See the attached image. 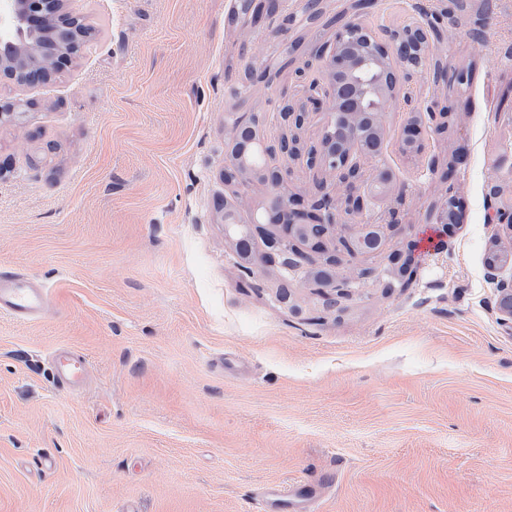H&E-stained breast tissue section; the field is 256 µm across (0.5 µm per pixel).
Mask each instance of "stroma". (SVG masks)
Wrapping results in <instances>:
<instances>
[{
    "label": "stroma",
    "instance_id": "35a3bbf8",
    "mask_svg": "<svg viewBox=\"0 0 512 512\" xmlns=\"http://www.w3.org/2000/svg\"><path fill=\"white\" fill-rule=\"evenodd\" d=\"M234 0H76L97 28L56 82L0 83L36 103L0 124V267L48 291L40 318L0 314V512H256L283 484L314 512H512V328L493 307L486 257L495 163L512 147V0H475L387 118L395 188L372 210L401 219L390 249L418 243L416 276L366 281L332 310L277 269L249 276L224 243V120L259 113L288 133L304 90L285 42L313 52L333 28L294 16L254 32ZM448 0H377L378 37ZM237 68L227 71V60ZM471 73L456 88L436 64ZM264 79L245 83L249 68ZM447 102L424 157L401 153L412 109ZM463 151V224L425 213L428 170ZM88 359L78 390L51 360Z\"/></svg>",
    "mask_w": 512,
    "mask_h": 512
}]
</instances>
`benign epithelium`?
Returning a JSON list of instances; mask_svg holds the SVG:
<instances>
[{"label": "benign epithelium", "mask_w": 512, "mask_h": 512, "mask_svg": "<svg viewBox=\"0 0 512 512\" xmlns=\"http://www.w3.org/2000/svg\"><path fill=\"white\" fill-rule=\"evenodd\" d=\"M73 0H0V80L18 86L50 84L72 65L83 48L78 28L82 15ZM282 0H236L234 19L244 27L260 28L280 14ZM366 0H352L349 11L336 21L333 41L318 48L314 60H306L296 71L303 77L312 65L320 67L328 83L317 81L305 87L299 107L284 109L288 129L304 127L310 113L325 112L327 121L320 143L310 147L301 140L265 146L257 116L249 120L224 121L225 144L230 150L224 168L228 183L247 184L252 173L238 167L232 150L256 149L264 168L262 184L268 198L276 202L275 213L260 216L251 226L236 221V205L224 207V241L246 261L244 271L251 276L270 267L283 277L303 275L309 287L327 297L334 306L351 296L357 280L370 271L346 274L341 257L382 251L390 232L398 225L393 209L369 213L370 200L394 186L393 172L377 162L386 143V117L395 107L401 88L421 70L426 54L443 39L445 21L437 15L420 13L405 32H391L384 41L368 33L361 14ZM449 107L436 98L424 100L423 107L410 116L400 138V149L419 155L424 145L420 137L422 116L439 132L446 127ZM300 161L309 168H321L336 177V194L321 184L320 197L308 203L288 193L291 164ZM463 155L442 168L433 162L430 172L440 183L453 181ZM488 221L512 230V209L489 206ZM443 224L464 223L460 200L450 189L432 206ZM260 238L265 250L254 251L251 241ZM391 270L382 279L388 291L409 286L413 276V249L390 258ZM512 265V250L496 255L488 265L497 281L495 308L502 320L512 324V278L497 279L496 271Z\"/></svg>", "instance_id": "7a95c632"}]
</instances>
